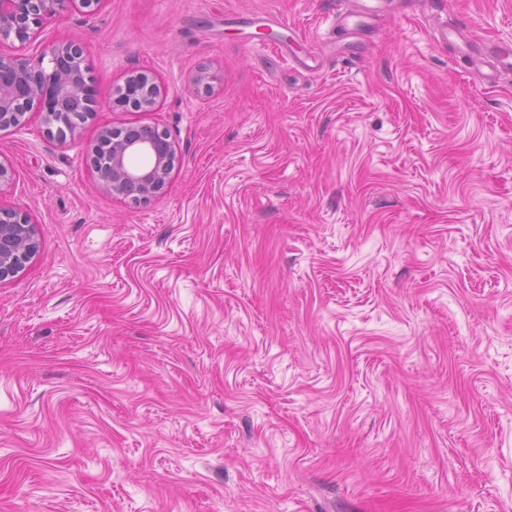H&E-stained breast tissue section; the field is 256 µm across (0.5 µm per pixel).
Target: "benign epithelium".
<instances>
[{
	"instance_id": "benign-epithelium-1",
	"label": "benign epithelium",
	"mask_w": 512,
	"mask_h": 512,
	"mask_svg": "<svg viewBox=\"0 0 512 512\" xmlns=\"http://www.w3.org/2000/svg\"><path fill=\"white\" fill-rule=\"evenodd\" d=\"M90 0H0V42L24 44L31 27L68 7H86ZM87 50L77 38L54 43L36 57L0 54V130L21 124L27 112L40 113L47 134L62 144L80 139L73 110L94 112L95 90L86 63ZM160 88L146 72L129 74L113 88L119 103L141 112L157 108ZM175 152L167 131L143 127L131 136L104 127L88 153L90 168L103 189L135 204H147L168 184ZM36 231L21 210L0 207V281L14 276L35 255Z\"/></svg>"
}]
</instances>
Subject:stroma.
Instances as JSON below:
<instances>
[{"label": "stroma", "instance_id": "obj_1", "mask_svg": "<svg viewBox=\"0 0 512 512\" xmlns=\"http://www.w3.org/2000/svg\"><path fill=\"white\" fill-rule=\"evenodd\" d=\"M335 12L100 0L0 44L80 39L97 101L77 146L0 131L39 240L0 282V512H512V71L432 37L512 43V0ZM133 71L155 111L114 105ZM142 125L177 154L135 205L87 151ZM384 0H349L354 8H347L336 16V27L344 30H362L374 24L379 16Z\"/></svg>", "mask_w": 512, "mask_h": 512}]
</instances>
